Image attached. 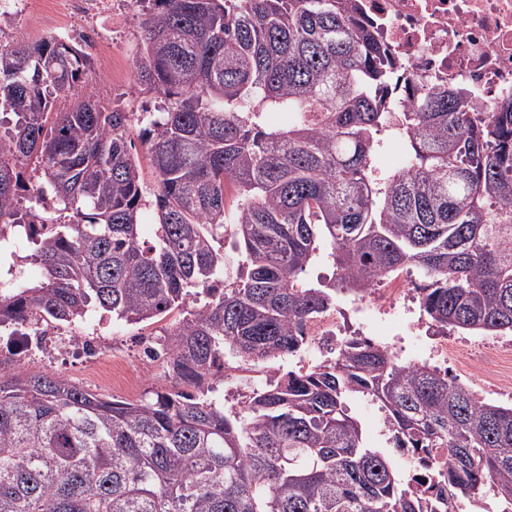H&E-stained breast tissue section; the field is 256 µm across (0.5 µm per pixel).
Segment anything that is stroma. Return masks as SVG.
<instances>
[{
    "label": "stroma",
    "mask_w": 512,
    "mask_h": 512,
    "mask_svg": "<svg viewBox=\"0 0 512 512\" xmlns=\"http://www.w3.org/2000/svg\"><path fill=\"white\" fill-rule=\"evenodd\" d=\"M137 9L131 0H118L112 15L96 17L88 13L73 14L50 8L41 0H33L28 11L0 19V46H12L17 41L35 43L51 35L80 38L93 31L102 32L106 44L90 51L91 69L81 88L83 97L100 101L111 109H121L131 116H139L153 107L156 99L143 89L135 77L134 65L142 54L141 30L136 18ZM89 337H100L106 349L116 356L114 372L141 370L136 388L128 389L91 375L81 360L69 358L56 363L33 356L24 363L29 373L59 372L72 382L94 393L118 399L137 400L147 392L169 386L170 380L162 367L141 368V350L138 335L153 336L159 325L102 324L91 318L81 326Z\"/></svg>",
    "instance_id": "stroma-1"
}]
</instances>
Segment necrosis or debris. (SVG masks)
I'll use <instances>...</instances> for the list:
<instances>
[{
    "label": "necrosis or debris",
    "mask_w": 512,
    "mask_h": 512,
    "mask_svg": "<svg viewBox=\"0 0 512 512\" xmlns=\"http://www.w3.org/2000/svg\"><path fill=\"white\" fill-rule=\"evenodd\" d=\"M355 5L398 60L394 111H405L421 83L467 88L476 112L494 111L501 99L512 96V0H355ZM415 288L410 279H380L369 295L308 322L306 334L321 356H328L347 340L363 336L367 327L398 314ZM406 333L424 337V362L444 370L454 361L447 333L424 316L410 317ZM4 342L18 357L35 350L51 357L75 355L97 371L104 370L109 357L89 337L73 332L60 340L20 333Z\"/></svg>",
    "instance_id": "obj_1"
}]
</instances>
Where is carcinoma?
Segmentation results:
<instances>
[{
  "instance_id": "carcinoma-1",
  "label": "carcinoma",
  "mask_w": 512,
  "mask_h": 512,
  "mask_svg": "<svg viewBox=\"0 0 512 512\" xmlns=\"http://www.w3.org/2000/svg\"><path fill=\"white\" fill-rule=\"evenodd\" d=\"M135 2L157 99L140 119L150 243L129 113L79 97L88 54L56 36L0 48V336L177 310L155 345L171 387L125 401L0 368V512H451L404 483L407 450L439 459L451 498L512 512V407L427 364L357 338L236 411L212 382L229 358L296 355L311 319L408 265L431 323L512 333V100L473 112L448 86L390 111L396 61L354 0ZM384 131L408 151L382 172ZM320 259L332 275L311 281ZM352 399L384 414L394 454ZM350 406L354 415L365 426L371 442L379 446L384 445V437L379 435V413L377 408L359 400H353Z\"/></svg>"
}]
</instances>
